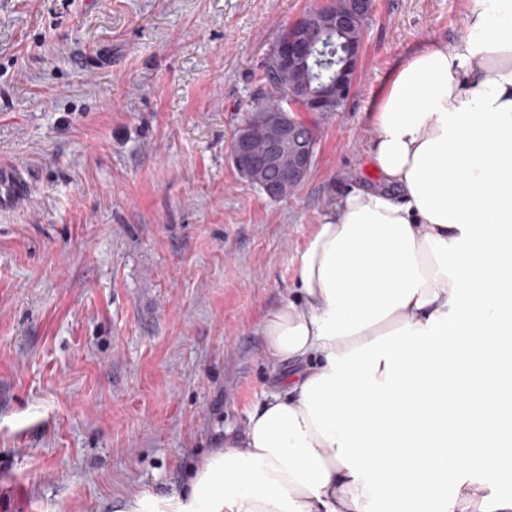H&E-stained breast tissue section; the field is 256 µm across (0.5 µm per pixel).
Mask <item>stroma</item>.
I'll return each instance as SVG.
<instances>
[{"mask_svg":"<svg viewBox=\"0 0 512 512\" xmlns=\"http://www.w3.org/2000/svg\"><path fill=\"white\" fill-rule=\"evenodd\" d=\"M326 0H0V512H112L179 494L243 431L272 370L261 323L291 296L328 203L371 183L396 68L466 34V0H377L342 111L287 198L230 141L283 31ZM29 197L28 182L11 164L0 163V209L16 207Z\"/></svg>","mask_w":512,"mask_h":512,"instance_id":"35a3bbf8","label":"stroma"}]
</instances>
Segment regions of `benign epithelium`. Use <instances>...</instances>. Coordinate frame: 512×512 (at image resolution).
Returning <instances> with one entry per match:
<instances>
[{
	"label": "benign epithelium",
	"mask_w": 512,
	"mask_h": 512,
	"mask_svg": "<svg viewBox=\"0 0 512 512\" xmlns=\"http://www.w3.org/2000/svg\"><path fill=\"white\" fill-rule=\"evenodd\" d=\"M375 0H346L342 9L333 4L311 11L312 20L301 17L296 32L276 49L278 64L282 67L308 64L307 51L311 45H325L328 35L349 28L360 29L359 38L343 47L336 78L326 85L319 95L308 103V112L332 110L339 112L348 100L361 60L365 29ZM231 153L242 172L249 175L268 167L280 165L283 155H288V168L281 181L264 186L267 196L275 198L285 185L303 182L310 172L312 152L300 140V120L286 112H259L248 123L247 129L234 136Z\"/></svg>",
	"instance_id": "1"
}]
</instances>
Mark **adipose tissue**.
<instances>
[{"label":"adipose tissue","mask_w":512,"mask_h":512,"mask_svg":"<svg viewBox=\"0 0 512 512\" xmlns=\"http://www.w3.org/2000/svg\"><path fill=\"white\" fill-rule=\"evenodd\" d=\"M465 26L396 69L377 182L324 209L262 321L297 369L187 492L121 512H512V0Z\"/></svg>","instance_id":"obj_1"}]
</instances>
